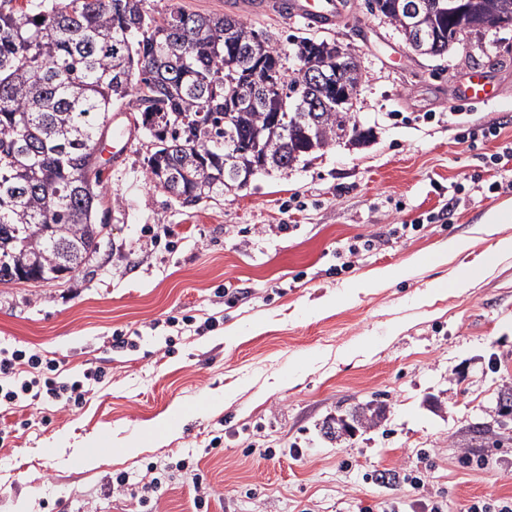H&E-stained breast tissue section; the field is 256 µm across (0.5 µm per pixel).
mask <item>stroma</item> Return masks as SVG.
Wrapping results in <instances>:
<instances>
[{"label": "stroma", "mask_w": 512, "mask_h": 512, "mask_svg": "<svg viewBox=\"0 0 512 512\" xmlns=\"http://www.w3.org/2000/svg\"><path fill=\"white\" fill-rule=\"evenodd\" d=\"M235 12L291 68L293 37L347 47L363 74L355 119L372 137L194 206L148 183L145 134L120 164L102 151L110 218L99 253L69 279L0 284V349L56 362L63 381L105 377L78 407L41 398L0 412V512H384L392 501L421 512L431 497L468 512L511 498L512 416L483 447L460 438L494 421L500 389L512 387V254L491 257L479 231L487 212L512 208V192L487 190L512 170L489 160L512 143V27L497 32L490 65L472 36L445 56L414 54L365 0H347L323 30ZM479 72L496 101L454 109L458 86ZM488 126L497 138L459 136ZM370 236L376 250L349 255ZM457 236L471 238L468 251L428 263ZM483 264L466 292L425 298ZM405 265L401 280L368 282ZM329 296L338 304L321 311ZM211 317L217 327L203 330ZM116 334L127 347H113ZM362 346L367 355L354 356ZM214 394L226 401L212 409ZM371 399L387 408L380 426L338 443L322 435L326 417ZM177 403L188 411L179 433L120 452ZM100 432L112 451L86 468L84 444ZM121 474L131 488L110 489ZM154 477L161 493L134 490Z\"/></svg>", "instance_id": "stroma-1"}]
</instances>
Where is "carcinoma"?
<instances>
[{"instance_id": "cac0c4a2", "label": "carcinoma", "mask_w": 512, "mask_h": 512, "mask_svg": "<svg viewBox=\"0 0 512 512\" xmlns=\"http://www.w3.org/2000/svg\"><path fill=\"white\" fill-rule=\"evenodd\" d=\"M512 0H466L467 34L484 36L497 25L512 26ZM397 0H368L401 37ZM425 14L424 28L448 53V33L457 20L448 0ZM0 0V283L36 275L56 279L63 269L86 266L96 253L99 226V146L109 112L121 103L140 114L150 138L146 163L150 184L192 205L221 196L237 182L224 181L225 130L253 161L254 135L267 149V170L286 171L306 156L347 139L363 143L368 133L344 112L341 100L359 77L343 78L330 67L310 84L301 74L308 62L336 54V41L298 37L292 41L299 67L263 32L232 14L209 15L172 8L156 19L146 0H40L17 12ZM42 18L37 22L36 18ZM252 58L250 70L227 59ZM249 90L252 104L235 94ZM330 101L329 107L322 101ZM287 107L289 117L312 115L311 140L288 124V136L267 129L270 113ZM385 408L375 400L331 416L327 436L352 439L379 425Z\"/></svg>"}]
</instances>
